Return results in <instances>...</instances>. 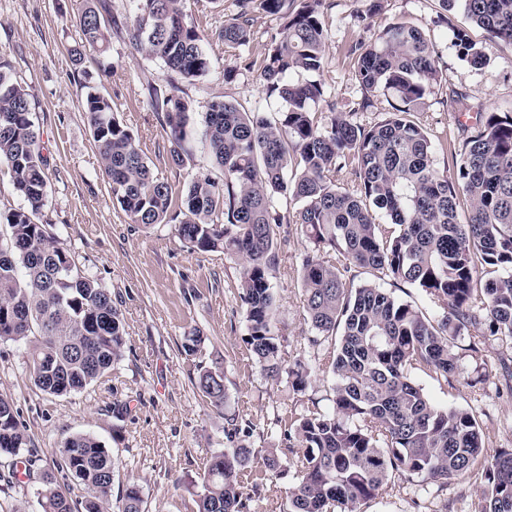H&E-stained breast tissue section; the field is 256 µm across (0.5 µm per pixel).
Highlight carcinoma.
Listing matches in <instances>:
<instances>
[{
	"instance_id": "carcinoma-1",
	"label": "carcinoma",
	"mask_w": 512,
	"mask_h": 512,
	"mask_svg": "<svg viewBox=\"0 0 512 512\" xmlns=\"http://www.w3.org/2000/svg\"><path fill=\"white\" fill-rule=\"evenodd\" d=\"M79 39L74 77L87 75L85 50L107 52L111 25L101 0H73ZM254 0H236L237 14L211 31L230 50L253 35ZM326 0H260L281 15V36L263 58L260 81L283 103L276 117L214 100L206 143L222 181L208 174L181 191L155 174L134 135L115 116L112 99L91 87L80 100L106 177L134 224L178 222L187 247L243 260L238 297L245 307L249 350L269 377H287L303 392L328 376L329 404L296 414L286 437L296 483L288 512H364L391 477L423 491L476 473L483 486L474 512H512V451L485 455L475 414L435 404L418 385L422 373L452 385L459 338L480 354L488 336L512 341V114L478 112L460 125L462 138L435 141L419 117L442 74L433 44L418 26L400 22L373 31L348 50L351 78L362 91L338 108L319 80L327 64ZM460 11L488 39L512 44V0H438ZM129 42L159 59L171 80L147 85L163 114L172 164L187 153L188 102L175 80L208 73L205 37L188 23L183 0H130ZM459 57L474 68L486 54L466 27L453 29ZM388 96L392 111L368 123L357 111ZM452 166L440 168L436 146ZM0 163L25 206L3 215L0 236V342L27 347L34 386L52 396L86 391L112 369L125 327L112 293L87 274L64 241L37 221L47 195L48 158L25 87L0 70ZM298 224L313 244L302 261L307 355L283 365L273 332L277 231ZM370 275L364 281L358 272ZM421 290L428 314L395 297L386 283ZM195 385L215 408L226 401L223 376L199 370ZM226 447L208 461L196 512H243L245 469L255 458L251 426L226 418ZM31 476L40 455L12 399L0 396V459ZM55 468L86 495L83 512H144L139 486L112 498L115 462L93 434L63 443ZM42 512H73L68 484L46 473L37 490Z\"/></svg>"
}]
</instances>
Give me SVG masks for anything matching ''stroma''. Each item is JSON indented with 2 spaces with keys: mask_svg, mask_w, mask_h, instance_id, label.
<instances>
[{
  "mask_svg": "<svg viewBox=\"0 0 512 512\" xmlns=\"http://www.w3.org/2000/svg\"><path fill=\"white\" fill-rule=\"evenodd\" d=\"M328 2L324 21L331 39L320 79L344 105L361 97L351 78L347 48L360 34L356 16L366 11L368 0ZM440 13L438 0H385L371 24L376 30L398 21L419 26L439 55L445 86L461 90L469 103L484 110H512V46L489 42L482 29L471 28L472 38L485 43L488 57L482 68H473L460 60L452 27L440 20ZM282 25L279 16L255 14L252 39L236 58L216 40L205 42L209 74L178 84L180 96L191 105V151L178 167L169 159L163 117L153 112L146 90L148 83L166 82L161 61L147 57L116 31L107 53L111 78H101L90 60L85 83L75 82L70 55L78 38L73 0H0V62L29 90L49 158L47 196L39 218L67 242L79 265L111 291L126 330L122 356L111 374L87 391L63 397L38 391L30 381L23 347L0 342V395L19 409L46 470H53L64 439L72 433L98 436L117 462L114 491L137 481L145 512H193L206 462L225 447V414H238L250 423L255 447L279 449L294 411L309 400L325 398L330 383L319 379L296 393L286 381L268 378L256 364L245 342V310L238 297L240 260L190 250L174 225L146 228L125 217L112 200L79 106L82 87L87 84L110 96L151 167L182 187L195 175L214 170L204 139L214 96L235 101L248 112L258 109L271 116L280 110V101L265 94L259 66ZM231 66L238 74L228 83L224 70ZM278 243L271 278L278 302L275 331L288 361L303 350L310 335L303 322L299 276L308 244L293 224L282 225ZM193 331L201 343L188 356L182 344ZM487 346V355L464 358L453 385L424 375L417 381L436 404L472 410L489 437L487 452L492 455L512 450V379L501 365L502 359L512 357V345L492 339ZM201 366L223 370L224 411L212 408L197 390L194 379ZM116 400L127 405L120 419L112 415ZM249 473L245 512H287L292 474L269 477L258 459Z\"/></svg>",
  "mask_w": 512,
  "mask_h": 512,
  "instance_id": "stroma-1",
  "label": "stroma"
}]
</instances>
